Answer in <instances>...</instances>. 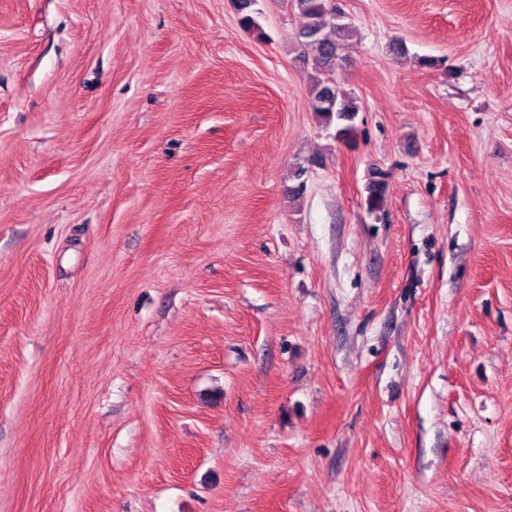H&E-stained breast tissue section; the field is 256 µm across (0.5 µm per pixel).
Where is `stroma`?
Returning a JSON list of instances; mask_svg holds the SVG:
<instances>
[{
    "label": "stroma",
    "instance_id": "stroma-1",
    "mask_svg": "<svg viewBox=\"0 0 512 512\" xmlns=\"http://www.w3.org/2000/svg\"><path fill=\"white\" fill-rule=\"evenodd\" d=\"M337 3L350 145L289 0H0V512H512V0ZM258 0H234V7L238 13V21L242 28L259 39L266 38V33L259 22L261 12L255 8ZM386 174L376 169L367 186V196L365 198L366 209L369 213H379L384 210L386 197L384 191Z\"/></svg>",
    "mask_w": 512,
    "mask_h": 512
}]
</instances>
